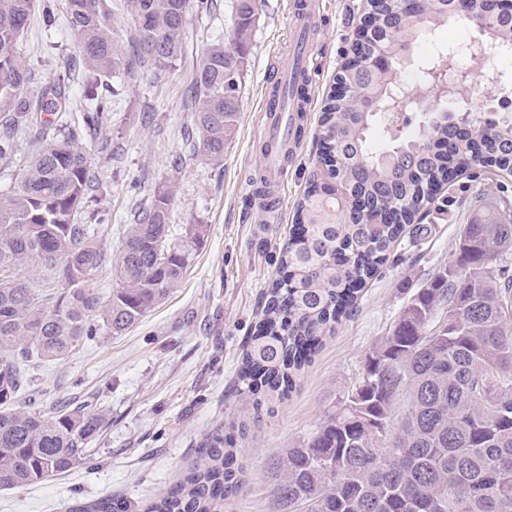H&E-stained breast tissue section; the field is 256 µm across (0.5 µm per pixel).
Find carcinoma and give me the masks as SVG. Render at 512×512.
<instances>
[{
	"label": "carcinoma",
	"mask_w": 512,
	"mask_h": 512,
	"mask_svg": "<svg viewBox=\"0 0 512 512\" xmlns=\"http://www.w3.org/2000/svg\"><path fill=\"white\" fill-rule=\"evenodd\" d=\"M90 107L71 116V65L28 92L34 74L12 52L31 16L50 0H0V160L19 139L32 153L0 190V488L14 489L85 462L101 429L100 414L58 408L27 410L30 363L60 361L103 333L120 334L159 305L182 278L206 227L170 243L171 188L157 191L130 225L108 297L93 286L107 261L93 224L75 216L104 191L92 173L85 141L109 123L99 88L121 69L165 70L180 53L186 16L211 14L218 0H124L136 28L130 54L114 41L106 0H66ZM258 0H232V43L212 44L191 85L195 149L219 164L233 139L238 90L248 61ZM456 16L436 0L425 17L378 14L380 31L398 29L408 44ZM501 50L512 52V20L496 26ZM392 69L365 75L352 94L325 100L319 119L326 178L360 205L346 212L336 187L313 176L296 206L295 231L283 246L287 275L266 291L262 316L238 367L242 393L256 405L282 400L356 304L360 287L388 258L436 188L457 173L489 165L512 170V117L475 135L448 139L454 118L433 112L420 133L396 148L369 139L374 112L355 111L359 95L392 84ZM512 204L504 201L464 225L453 259L404 307L391 333L367 356L353 388L324 424L287 449L271 487L273 512H512ZM37 267L45 277L23 280ZM220 429L200 443L182 478L142 512H224L240 482L237 442ZM69 512H137L103 499Z\"/></svg>",
	"instance_id": "1"
}]
</instances>
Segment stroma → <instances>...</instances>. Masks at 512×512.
Wrapping results in <instances>:
<instances>
[{"instance_id":"1","label":"stroma","mask_w":512,"mask_h":512,"mask_svg":"<svg viewBox=\"0 0 512 512\" xmlns=\"http://www.w3.org/2000/svg\"><path fill=\"white\" fill-rule=\"evenodd\" d=\"M219 13L189 12L180 54L162 73L139 69L116 77L107 93L108 126L87 142L92 171L106 189L78 214L88 223L100 214L107 255H118L129 224L162 187L174 191L169 212L171 240H186L189 225L207 232L182 280L139 324L120 335L86 342L67 359L33 363L38 407L92 404L104 416L91 442L93 459L36 484L0 490V512H66L72 505L119 498L145 505L162 496L193 461L199 444L223 422L244 426L238 459L241 489L224 512H271L272 467L285 449L302 444L323 424L332 406L361 375L366 357L395 326L414 294L427 287L453 257L455 243L480 200L512 201V173L474 167L425 203L387 261L363 289L356 309L343 318L288 397L273 412L257 410L237 389L243 345L264 304V292L280 275V251L295 222V207L319 165L318 121L337 69L349 51L361 0H322L310 32L315 65L309 72L312 101L304 114L303 139L289 147L278 223L253 205L262 189L259 137L261 106L294 48L293 0H260L250 33L240 86L237 133L215 165L193 149L194 104L188 97L203 51L231 41V0ZM56 24L42 15L29 21L14 46L35 73L48 81L77 55L66 26L64 0H54ZM477 34L467 21L441 28L407 47L394 75L409 93L425 86L419 70L438 47L457 46Z\"/></svg>"}]
</instances>
